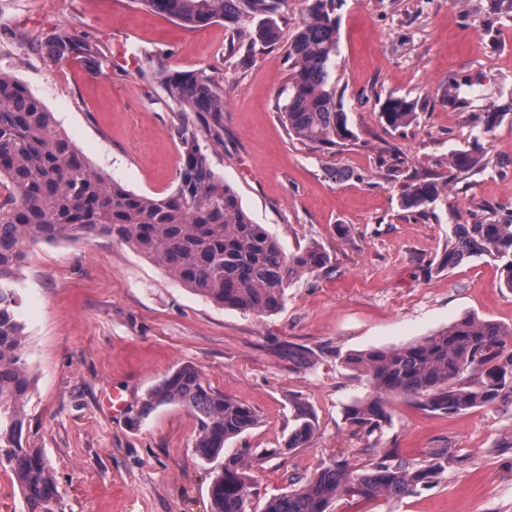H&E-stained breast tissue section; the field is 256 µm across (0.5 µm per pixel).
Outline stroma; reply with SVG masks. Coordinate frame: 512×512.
I'll return each instance as SVG.
<instances>
[{
  "label": "stroma",
  "mask_w": 512,
  "mask_h": 512,
  "mask_svg": "<svg viewBox=\"0 0 512 512\" xmlns=\"http://www.w3.org/2000/svg\"><path fill=\"white\" fill-rule=\"evenodd\" d=\"M305 8L284 0L280 43L248 42L232 56L223 23L186 29L135 0H0V66L45 102L96 170L138 194L170 193L179 108L152 68L205 70L224 93L213 169L285 252L316 243L333 264L293 282L279 310L258 315L216 305L108 237L36 246L14 282L33 379L23 438L50 461L57 512H209L222 462L196 456L195 417L179 405L140 412L145 393L186 363L259 417L224 446L250 474L249 512L345 451L360 474L385 453L417 462L442 450L453 461L438 484L397 498L344 496L330 512H512V406L448 417L398 395L378 444L354 453L345 408L369 388L342 362L470 315L512 326V292L500 288L488 257L426 268L440 258L449 225L512 215V14L496 0H338L336 79L358 142L327 152L289 137L279 117L286 50ZM59 27L98 43L106 73L52 62L47 39ZM451 87L455 106L446 101ZM392 94L418 103L408 127L380 119ZM494 104L506 113L482 133L475 115ZM478 144L488 167L455 177L451 153ZM413 175L445 183L447 200L403 210ZM292 346L311 349L306 365L289 361ZM115 389L126 400L118 414L104 401ZM298 402L315 429L288 452Z\"/></svg>",
  "instance_id": "35a3bbf8"
}]
</instances>
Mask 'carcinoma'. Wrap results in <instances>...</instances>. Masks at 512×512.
<instances>
[{
    "label": "carcinoma",
    "mask_w": 512,
    "mask_h": 512,
    "mask_svg": "<svg viewBox=\"0 0 512 512\" xmlns=\"http://www.w3.org/2000/svg\"><path fill=\"white\" fill-rule=\"evenodd\" d=\"M185 28L222 21L249 39L280 42L276 14L281 0H137ZM303 21L288 43V94L279 107L288 135L320 151L356 144L338 93L335 63L336 0H307ZM50 59L73 61L91 73L108 65L98 45L60 28L48 39ZM167 97L183 115L179 130L182 165L173 191L137 194L95 171L57 125L44 102L10 72L0 68V466L11 471L27 512H55L61 493L52 467L38 448L22 443L23 407L31 379L22 349L23 327L12 286L16 270L41 242L89 240L99 234L157 261L181 286L213 303L247 313L276 311L296 279L332 267L330 255L312 243L287 254L266 229L254 223L236 190L213 169L209 148L224 146V94L203 70H153ZM418 103L391 96L380 118L393 130L417 119ZM502 113H479L487 134ZM457 175L485 167L483 151L459 150L448 159ZM445 185L413 177L402 206L425 211L444 198ZM471 256L498 265L501 286L512 291V219L451 225L436 269ZM343 363L369 391L345 410L350 439L364 450L391 423L389 401L415 398L424 410L454 415L463 410L512 403V327L466 318L433 336L406 345L347 354ZM178 403L198 421L195 454L218 458L227 441L258 423L253 408L212 390L200 370L185 364L166 375L145 396L143 408ZM313 435L310 413L295 406V425L284 447L301 448ZM452 458L435 453L420 462L395 463L385 454L352 476L341 460L319 469L302 486L268 499L262 512H329L342 496L398 497L436 484ZM250 478L235 457L224 460L209 487L210 512H247Z\"/></svg>",
    "instance_id": "obj_1"
}]
</instances>
